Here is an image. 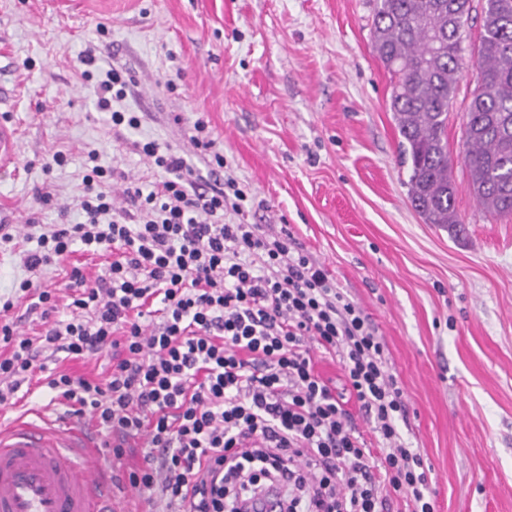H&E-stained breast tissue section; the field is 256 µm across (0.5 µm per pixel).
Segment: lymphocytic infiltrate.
<instances>
[{
  "label": "lymphocytic infiltrate",
  "mask_w": 512,
  "mask_h": 512,
  "mask_svg": "<svg viewBox=\"0 0 512 512\" xmlns=\"http://www.w3.org/2000/svg\"><path fill=\"white\" fill-rule=\"evenodd\" d=\"M81 77L112 126L137 128L123 108L128 72L82 52ZM192 142L204 169L155 140L136 149L153 175L112 200L119 173L83 154L77 224L27 233L29 278L18 291L45 326L29 336L0 304V409L41 379L58 404L91 416L113 454L142 436L143 465L128 481L152 512H240L256 489L287 486L281 512H387L390 492L411 512H435L417 449L405 441L404 392L386 346L357 305L290 236L241 222L246 191L224 177V156L204 120ZM116 252L105 275L73 270L66 300L34 282L74 249ZM337 358L376 438L374 456L350 414L314 368L312 350ZM110 351L96 382L48 371L42 353L86 358Z\"/></svg>",
  "instance_id": "lymphocytic-infiltrate-1"
}]
</instances>
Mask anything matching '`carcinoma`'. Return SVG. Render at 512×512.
Wrapping results in <instances>:
<instances>
[{"instance_id": "carcinoma-1", "label": "carcinoma", "mask_w": 512, "mask_h": 512, "mask_svg": "<svg viewBox=\"0 0 512 512\" xmlns=\"http://www.w3.org/2000/svg\"><path fill=\"white\" fill-rule=\"evenodd\" d=\"M471 0H376L373 39L395 81L390 110L409 166L408 200L426 224L458 232L448 107L463 68ZM480 84L465 113L463 161L482 209L512 216V0H485L476 47Z\"/></svg>"}]
</instances>
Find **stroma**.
<instances>
[{
  "label": "stroma",
  "instance_id": "1",
  "mask_svg": "<svg viewBox=\"0 0 512 512\" xmlns=\"http://www.w3.org/2000/svg\"><path fill=\"white\" fill-rule=\"evenodd\" d=\"M482 4L472 2L448 111L457 236L408 202L374 0H0V89L19 128L17 167L0 170V219L17 238L0 247V295L28 275L29 225L79 222L86 148L136 180L147 165L133 142L157 140L195 164L193 124L204 119L225 173L250 196L245 222L291 233L377 327L435 512H512V217L485 213L463 163ZM94 40L100 58L132 69L125 105L139 128H112L82 86L79 55ZM59 150L70 155L61 168ZM108 262L77 252L42 281L63 296L72 269L93 278ZM313 358L374 445L338 361ZM142 464V439L129 440L118 512H147L128 486Z\"/></svg>",
  "mask_w": 512,
  "mask_h": 512
}]
</instances>
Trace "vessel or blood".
<instances>
[{"instance_id":"vessel-or-blood-1","label":"vessel or blood","mask_w":512,"mask_h":512,"mask_svg":"<svg viewBox=\"0 0 512 512\" xmlns=\"http://www.w3.org/2000/svg\"><path fill=\"white\" fill-rule=\"evenodd\" d=\"M17 131L0 116V169L17 160ZM112 488L78 421L0 418V512H110Z\"/></svg>"}]
</instances>
